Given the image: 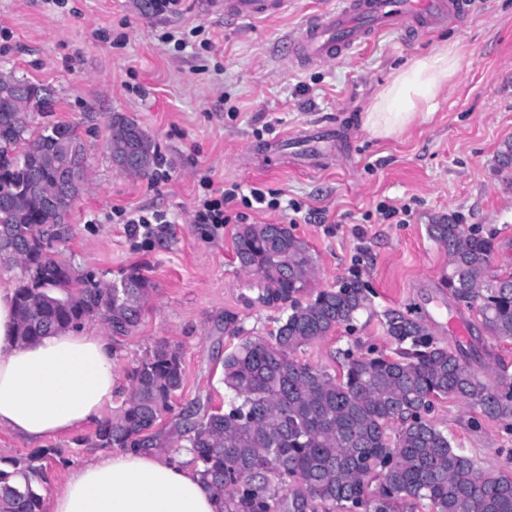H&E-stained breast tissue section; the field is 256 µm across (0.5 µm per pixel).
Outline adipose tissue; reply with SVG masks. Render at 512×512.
Here are the masks:
<instances>
[{
	"mask_svg": "<svg viewBox=\"0 0 512 512\" xmlns=\"http://www.w3.org/2000/svg\"><path fill=\"white\" fill-rule=\"evenodd\" d=\"M457 70L453 49L395 74L365 114L376 136L401 133ZM14 290L0 284V428L39 443L99 425L116 392L111 337L72 328L33 343L15 336ZM189 452L149 448L104 451L75 468L47 512H217Z\"/></svg>",
	"mask_w": 512,
	"mask_h": 512,
	"instance_id": "ef3b65f1",
	"label": "adipose tissue"
}]
</instances>
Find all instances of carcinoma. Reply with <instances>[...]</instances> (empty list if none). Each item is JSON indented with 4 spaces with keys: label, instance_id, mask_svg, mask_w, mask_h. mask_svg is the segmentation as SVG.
<instances>
[{
    "label": "carcinoma",
    "instance_id": "cac0c4a2",
    "mask_svg": "<svg viewBox=\"0 0 512 512\" xmlns=\"http://www.w3.org/2000/svg\"><path fill=\"white\" fill-rule=\"evenodd\" d=\"M50 90L0 73V270H18L16 336L23 343L102 315L117 333L136 327L151 282L137 271L104 283L55 257L45 242L74 233L70 216L87 182L76 125L56 121L31 137V115L53 111ZM112 163L140 175L158 163L155 139L124 112L107 116ZM448 251L443 286L475 310L484 330L512 341V274H491L493 239L465 232L451 216L428 225ZM239 267L257 280L256 300L286 310L274 333L247 337L224 355L225 408H205L169 442L193 454L200 481L220 512H512V475L486 469L453 446L427 418L434 400L454 397L492 420L512 421V383L494 387L464 351L434 341L422 321L385 314L394 356L345 353V373L298 362L293 353L348 326L366 307L357 275L302 300L315 269L308 242L286 224H242ZM179 349L159 343L129 372L120 416L103 421L92 443L135 448L155 443L183 385ZM54 449L0 469V512H44L37 483Z\"/></svg>",
    "mask_w": 512,
    "mask_h": 512
}]
</instances>
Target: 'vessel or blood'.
Wrapping results in <instances>:
<instances>
[{
	"mask_svg": "<svg viewBox=\"0 0 512 512\" xmlns=\"http://www.w3.org/2000/svg\"><path fill=\"white\" fill-rule=\"evenodd\" d=\"M287 0H224V14L261 18L281 12ZM447 0H341L336 10L313 17L290 42L300 63L324 62L369 41L385 29L415 20L431 27L448 13Z\"/></svg>",
	"mask_w": 512,
	"mask_h": 512,
	"instance_id": "1",
	"label": "vessel or blood"
}]
</instances>
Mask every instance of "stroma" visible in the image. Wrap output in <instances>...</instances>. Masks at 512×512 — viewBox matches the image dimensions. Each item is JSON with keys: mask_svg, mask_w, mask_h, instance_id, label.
Here are the masks:
<instances>
[{"mask_svg": "<svg viewBox=\"0 0 512 512\" xmlns=\"http://www.w3.org/2000/svg\"><path fill=\"white\" fill-rule=\"evenodd\" d=\"M337 0H288L280 14L229 19L215 0H185L183 15L151 14L145 0H0V72L47 87L56 119L76 123L88 181L71 215L64 258L109 281L131 271L153 284L138 325L113 335L114 372H128L165 341L183 352V388L158 430L176 434L197 402L226 406L225 353L268 336L283 312L256 302L238 265L233 237L242 224H285L310 245L309 291L358 274L368 307L350 326L302 346L297 361L331 374L343 354H393L385 315L421 320L436 342L461 346L489 382L512 378V341L490 336L474 310L442 280L448 253L427 227L452 215L492 238V266L512 272V169L497 155L512 141V0H469L432 28L414 23L379 32L368 44L324 63L292 64L286 44ZM194 29L186 48L166 33ZM459 67L436 99L401 134L380 138L363 117L400 70L442 47ZM133 115L156 140L159 162L146 175L117 170L107 147L108 113ZM274 194L279 210L230 204L228 224L194 221L203 178ZM166 214L164 224H117L115 210ZM463 319L466 335L451 331ZM431 421L484 467L512 462V427L455 398L434 403ZM93 429L54 436L43 497L59 492L72 468L97 453Z\"/></svg>", "mask_w": 512, "mask_h": 512, "instance_id": "stroma-1", "label": "stroma"}]
</instances>
